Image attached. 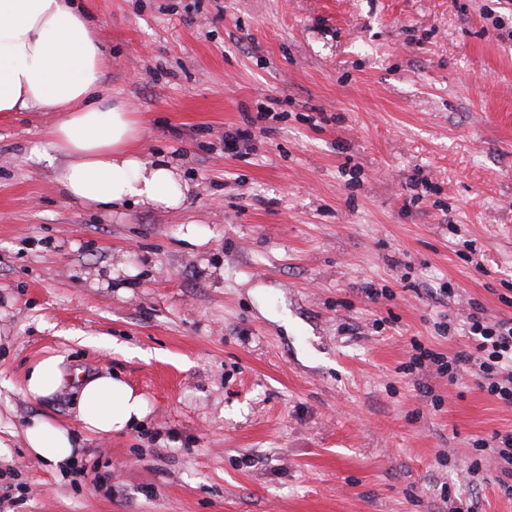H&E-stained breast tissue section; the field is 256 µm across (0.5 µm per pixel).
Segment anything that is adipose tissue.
<instances>
[{"label":"adipose tissue","instance_id":"adipose-tissue-1","mask_svg":"<svg viewBox=\"0 0 512 512\" xmlns=\"http://www.w3.org/2000/svg\"><path fill=\"white\" fill-rule=\"evenodd\" d=\"M108 63L88 15L71 0H0V112H54L38 161L53 167L66 197L104 210L179 207L192 191L179 163L143 156L135 147L140 124L127 106L96 98ZM75 383L73 404L82 430L99 438L146 424L144 395L121 373L70 380L66 357L51 354L27 371L21 392L32 401ZM27 447L57 467L72 465L73 431L34 417L24 428Z\"/></svg>","mask_w":512,"mask_h":512}]
</instances>
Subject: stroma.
I'll return each instance as SVG.
<instances>
[{"label": "stroma", "instance_id": "obj_1", "mask_svg": "<svg viewBox=\"0 0 512 512\" xmlns=\"http://www.w3.org/2000/svg\"><path fill=\"white\" fill-rule=\"evenodd\" d=\"M75 5L140 151L198 189L166 211L71 202L32 154L55 113L0 115V512H512L474 447L512 430V405L467 371L403 369L414 343L465 348L472 303L512 318V5ZM247 128L252 148L227 151ZM62 351L120 372L146 427L99 439L72 393L23 397ZM34 417L78 431L74 466L30 452ZM61 336H67V339L76 342L78 345L85 347H95V348H104L108 350H112L113 348L116 351L129 353L133 355H139L142 357H149L150 353L141 350L140 348H129L127 345L116 344L114 339L107 334H99L92 335L87 334L82 330H69L66 332H62Z\"/></svg>", "mask_w": 512, "mask_h": 512}]
</instances>
